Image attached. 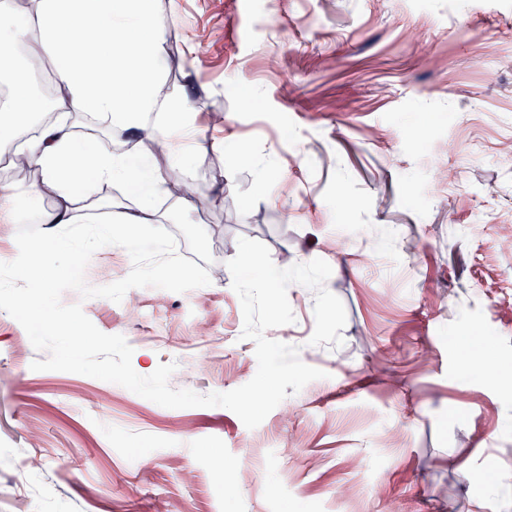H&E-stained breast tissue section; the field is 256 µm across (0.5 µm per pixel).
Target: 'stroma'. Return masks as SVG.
<instances>
[{"label":"stroma","mask_w":512,"mask_h":512,"mask_svg":"<svg viewBox=\"0 0 512 512\" xmlns=\"http://www.w3.org/2000/svg\"><path fill=\"white\" fill-rule=\"evenodd\" d=\"M167 80L232 151L194 159L232 212L184 222L158 206L176 251L212 271L183 294L134 288L81 299L123 335L147 376L227 392L257 371L225 266L239 238L275 265L326 261L343 343L311 345L314 293L294 284L293 324L268 330L324 371L256 428L224 407L172 409L90 376L35 371L46 352L0 311V512H512V0H155ZM421 29L427 45L412 29ZM425 136L410 137L413 127ZM372 263H365L364 254ZM39 455V470L19 468ZM467 462L463 485L448 458ZM496 472L487 485V472Z\"/></svg>","instance_id":"1"}]
</instances>
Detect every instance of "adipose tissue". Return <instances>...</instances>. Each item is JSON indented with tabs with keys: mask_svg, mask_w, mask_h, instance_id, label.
<instances>
[{
	"mask_svg": "<svg viewBox=\"0 0 512 512\" xmlns=\"http://www.w3.org/2000/svg\"><path fill=\"white\" fill-rule=\"evenodd\" d=\"M18 45L27 56L51 62L58 91L55 118L22 141L17 132L43 104L31 91L29 68L7 58ZM0 72L9 87L7 102L0 105V154L25 156L35 173L23 207L13 184L0 182V224H23L32 217L43 224L39 248L23 254L32 276L42 274L49 247L72 251L78 261L93 258L102 246L138 247L143 229L158 221L155 200L164 180L157 156L185 171L197 156L226 144L241 160L251 157L235 135L219 142L198 134L193 104L167 90L164 30L148 0H35L32 12H1ZM74 112L90 113L98 125L131 131L135 151L112 154L95 137L77 135L68 120ZM106 184L124 188L126 199L97 202ZM116 215L125 226L120 235L112 230ZM79 223L93 225L94 231L74 250L56 229Z\"/></svg>",
	"mask_w": 512,
	"mask_h": 512,
	"instance_id": "obj_1",
	"label": "adipose tissue"
}]
</instances>
